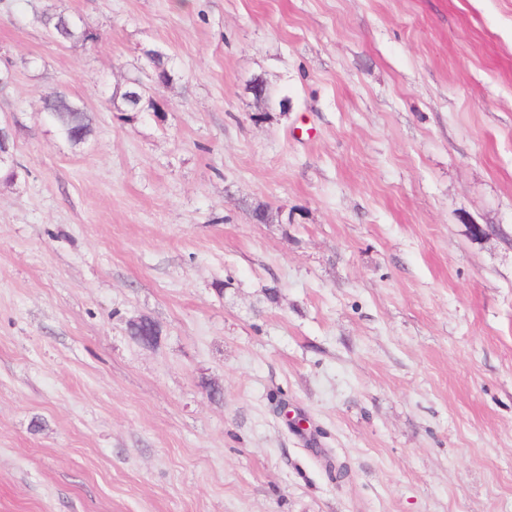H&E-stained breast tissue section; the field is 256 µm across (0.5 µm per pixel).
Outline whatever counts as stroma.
Returning a JSON list of instances; mask_svg holds the SVG:
<instances>
[{
    "instance_id": "35a3bbf8",
    "label": "stroma",
    "mask_w": 512,
    "mask_h": 512,
    "mask_svg": "<svg viewBox=\"0 0 512 512\" xmlns=\"http://www.w3.org/2000/svg\"><path fill=\"white\" fill-rule=\"evenodd\" d=\"M7 63L0 512H512V0H0ZM44 10L39 19L50 39L61 46L66 44L89 43L98 39V34L89 26L75 21L62 11ZM118 97L121 98L124 108H116L115 101ZM108 101L119 112L154 111L155 106L153 99L147 96V89L137 79L129 81L122 91L117 87ZM44 111L53 118L54 112H74L71 123L57 124L61 135L72 145L84 143L92 134V127L87 111L61 89H56L44 97Z\"/></svg>"
}]
</instances>
